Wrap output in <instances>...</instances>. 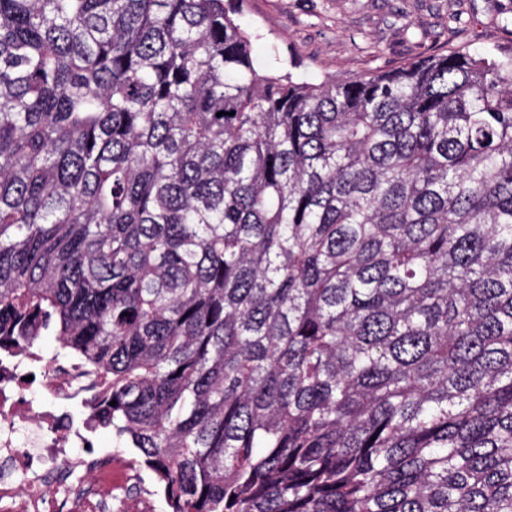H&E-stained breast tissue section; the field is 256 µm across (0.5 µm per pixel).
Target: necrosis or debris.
I'll return each mask as SVG.
<instances>
[{
	"mask_svg": "<svg viewBox=\"0 0 512 512\" xmlns=\"http://www.w3.org/2000/svg\"><path fill=\"white\" fill-rule=\"evenodd\" d=\"M91 386L77 364L0 355V512H159L146 464L119 448H91L92 422L80 411Z\"/></svg>",
	"mask_w": 512,
	"mask_h": 512,
	"instance_id": "4bbe7bcc",
	"label": "necrosis or debris"
}]
</instances>
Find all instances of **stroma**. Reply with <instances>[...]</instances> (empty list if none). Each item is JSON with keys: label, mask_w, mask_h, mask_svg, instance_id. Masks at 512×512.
I'll list each match as a JSON object with an SVG mask.
<instances>
[{"label": "stroma", "mask_w": 512, "mask_h": 512, "mask_svg": "<svg viewBox=\"0 0 512 512\" xmlns=\"http://www.w3.org/2000/svg\"><path fill=\"white\" fill-rule=\"evenodd\" d=\"M259 67L343 80L439 48L512 49V0H240Z\"/></svg>", "instance_id": "obj_1"}]
</instances>
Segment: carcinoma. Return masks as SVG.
Segmentation results:
<instances>
[{
	"instance_id": "carcinoma-1",
	"label": "carcinoma",
	"mask_w": 512,
	"mask_h": 512,
	"mask_svg": "<svg viewBox=\"0 0 512 512\" xmlns=\"http://www.w3.org/2000/svg\"><path fill=\"white\" fill-rule=\"evenodd\" d=\"M238 14L0 0V349L168 512H512V54L301 81Z\"/></svg>"
}]
</instances>
